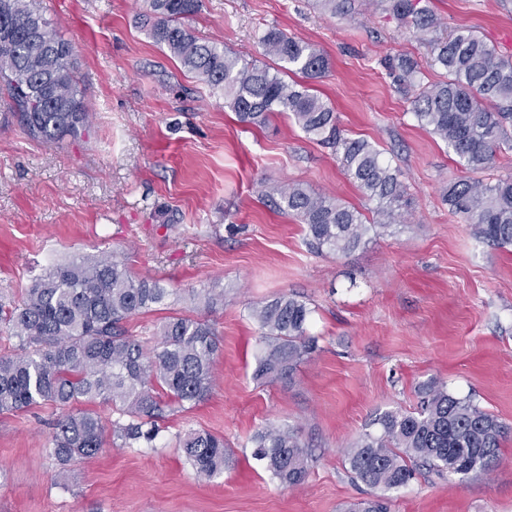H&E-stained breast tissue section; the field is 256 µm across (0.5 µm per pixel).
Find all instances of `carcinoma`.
Wrapping results in <instances>:
<instances>
[{
    "label": "carcinoma",
    "mask_w": 512,
    "mask_h": 512,
    "mask_svg": "<svg viewBox=\"0 0 512 512\" xmlns=\"http://www.w3.org/2000/svg\"><path fill=\"white\" fill-rule=\"evenodd\" d=\"M333 16H347L357 0H315ZM402 24L435 31L440 20L420 0H373ZM203 0H146L142 14L153 42L213 91L248 125H266L274 112H286L309 138L332 148L349 179L376 202L373 222L337 198L300 184L274 185L266 196L278 210L305 225L310 251L347 255L382 230L400 222L407 195L402 172L364 139L344 137L334 109L300 83L283 75L297 71L323 77L329 60L323 51L277 29L261 43L280 62L272 71L248 62L195 34L187 21L201 13ZM431 65L446 80L426 85L414 60L397 58L396 82L411 94L413 115L422 129L439 138L474 172L496 168L497 154L512 149V60L469 29L430 41ZM0 117L15 119L31 138L59 144L89 131V111L76 77L74 47L34 6L33 0H0ZM449 211L468 224L476 241L512 246V174L487 180L461 179L444 192ZM170 290L157 279L136 278L125 257L76 254L27 289L22 301L0 322L10 326L21 352L0 356V414L48 404L59 410L52 453L66 467L97 456L106 425L96 413L75 408L97 400L118 413L112 434L121 447L149 444L157 421L177 408L193 407L211 393L219 340L213 324L181 314L164 317L156 344L127 334L123 322L164 304ZM312 310L293 294L251 309L260 330L261 353L253 378L259 383L292 381L297 367L311 359L318 339L307 333ZM345 450L349 470L381 491L350 512H386L383 493L412 480L418 469L448 473L464 483L488 472L499 456L509 427L480 408L473 397L448 392L433 379L418 389L412 411L386 410ZM254 456L272 478L296 487L309 475V455L298 431L268 425L251 437ZM195 475L211 480L224 473V437L191 430L180 440Z\"/></svg>",
    "instance_id": "obj_1"
}]
</instances>
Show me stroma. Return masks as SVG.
<instances>
[{
	"mask_svg": "<svg viewBox=\"0 0 512 512\" xmlns=\"http://www.w3.org/2000/svg\"><path fill=\"white\" fill-rule=\"evenodd\" d=\"M37 3L74 45L94 124L48 146L0 123V304L75 254L120 249L134 276L172 291L126 321L129 335L149 341L161 318L204 310L220 344L210 395L169 413L153 447L109 436L66 475L49 454L56 408L1 414L0 512H345L371 489L349 472L344 448L375 413L413 409L432 378L512 428V251L477 242L449 212L445 188L471 172L418 126L389 70L407 55L441 81L425 35L377 6L342 19L313 0H204L189 22L260 65L269 29L315 45L330 67L310 86L343 135L376 144L402 170L408 222L348 255L317 256L303 225L262 191L300 183L370 214L331 148L281 112L261 128L240 123L137 23L142 0ZM422 3L441 33L473 30L512 59V0ZM283 293L308 303L319 350L292 382L261 385L250 312ZM271 423L298 428L307 445L303 486L281 485L254 459L251 437ZM190 429L223 436V475L196 477L179 445ZM390 512H512V432L487 474L463 485L419 475L392 492Z\"/></svg>",
	"mask_w": 512,
	"mask_h": 512,
	"instance_id": "1",
	"label": "stroma"
}]
</instances>
